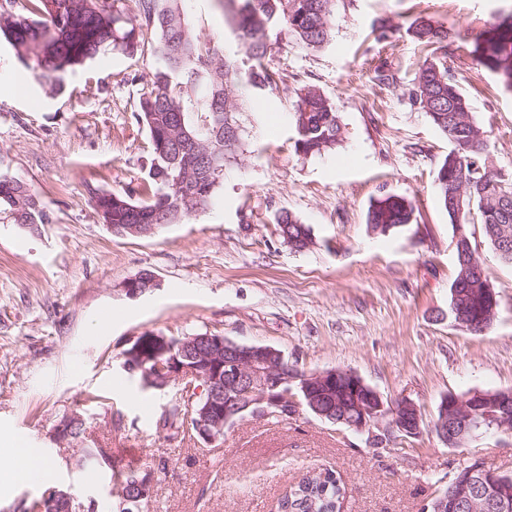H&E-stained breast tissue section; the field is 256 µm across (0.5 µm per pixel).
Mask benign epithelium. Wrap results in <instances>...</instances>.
Segmentation results:
<instances>
[{"instance_id":"benign-epithelium-1","label":"benign epithelium","mask_w":512,"mask_h":512,"mask_svg":"<svg viewBox=\"0 0 512 512\" xmlns=\"http://www.w3.org/2000/svg\"><path fill=\"white\" fill-rule=\"evenodd\" d=\"M107 228L117 237H143L154 234L156 224H109ZM160 287V281L151 272L142 273L126 284L131 296ZM123 367L131 374L144 371L151 364V374L143 375L144 385L172 381L184 384L185 393L195 405L181 413L202 443L209 447L224 437V432L245 416L269 418L294 416L306 399L308 407L319 417H329L333 424L345 425L363 431L380 422H387L386 432L395 436L413 438L421 433L418 406L410 400L385 402L360 377L346 372L350 383L368 393L361 404L359 424L337 419L322 408V399L336 390L340 371L327 370L313 375H302L286 363L281 352L271 346L247 345L218 334H197L184 339H172L154 333L143 334L132 341L123 353ZM201 381L205 393L197 397L195 382ZM461 414L443 415L438 422L442 439L448 444L464 442L484 424L505 429L512 425V392L502 391L497 398V413L480 416L474 410L473 395L448 399ZM156 484V472L149 468L132 474L126 490L120 496L121 512H145L151 502ZM95 505L92 498L78 501L68 491L52 490L49 506L58 512H88ZM436 512H508L512 505L505 499L485 493L482 497L467 494L466 485L453 488L442 495L435 505Z\"/></svg>"}]
</instances>
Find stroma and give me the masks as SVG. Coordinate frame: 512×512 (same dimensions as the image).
Listing matches in <instances>:
<instances>
[{"instance_id": "stroma-1", "label": "stroma", "mask_w": 512, "mask_h": 512, "mask_svg": "<svg viewBox=\"0 0 512 512\" xmlns=\"http://www.w3.org/2000/svg\"><path fill=\"white\" fill-rule=\"evenodd\" d=\"M186 10L194 35L220 40L247 68L227 0H186ZM509 12L512 0H340L329 44L273 46L276 84L249 89L264 106L243 103L238 157L213 206L147 237L113 236L89 191L146 195L152 147L135 111L154 59L109 51L62 82L37 83L0 44V173L30 185L52 218L32 232L0 213V455L24 443L57 470L52 483L5 488L0 512H24L49 485L97 494L111 512V475L131 466L159 469L151 512H276L291 485L325 468L345 484L342 512H423L466 462L512 475V431L451 447L431 430L444 396L512 391V266L471 214L498 309L485 333L459 329L455 234L436 179L449 143L409 102L423 62L446 57L491 168L512 176V91L471 56L475 37ZM419 17L448 27L447 46L408 35ZM381 69L390 83L378 82ZM305 86L336 106L344 139L334 151L295 150L289 111ZM384 194L414 207L412 224L385 236L367 224ZM283 210L310 227V249L284 243L274 220ZM145 271L160 287L129 296L126 283ZM148 332L220 334L274 347L308 373L353 372L384 401H413L425 427L377 447L302 408L283 422L244 418L219 446L200 447L193 430L158 426L186 406L181 384L148 387L121 367ZM74 410L87 431L58 442L56 425ZM84 448L106 449L109 464L78 468Z\"/></svg>"}]
</instances>
